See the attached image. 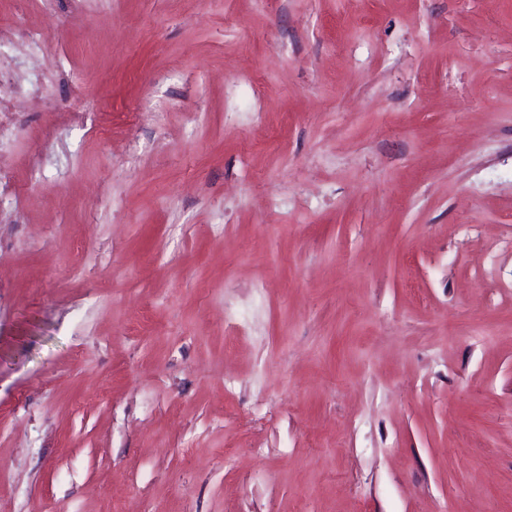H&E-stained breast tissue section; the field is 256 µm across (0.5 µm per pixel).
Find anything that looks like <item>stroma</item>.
I'll return each instance as SVG.
<instances>
[{
  "label": "stroma",
  "instance_id": "35a3bbf8",
  "mask_svg": "<svg viewBox=\"0 0 512 512\" xmlns=\"http://www.w3.org/2000/svg\"><path fill=\"white\" fill-rule=\"evenodd\" d=\"M0 101V512H512V0H0Z\"/></svg>",
  "mask_w": 512,
  "mask_h": 512
}]
</instances>
